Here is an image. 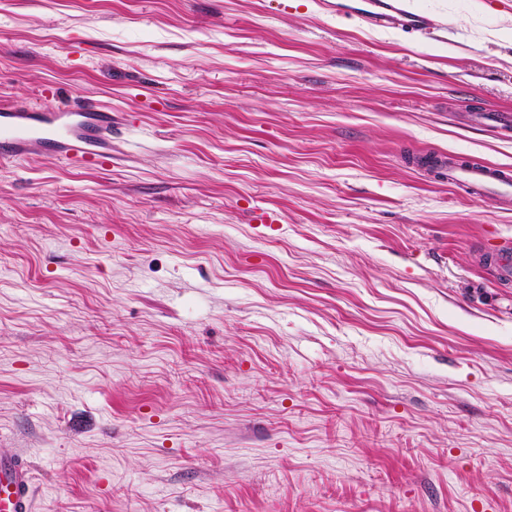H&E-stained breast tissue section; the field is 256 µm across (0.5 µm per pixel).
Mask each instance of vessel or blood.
<instances>
[{
  "mask_svg": "<svg viewBox=\"0 0 512 512\" xmlns=\"http://www.w3.org/2000/svg\"><path fill=\"white\" fill-rule=\"evenodd\" d=\"M341 16H358L376 27L405 32L420 31L428 17L411 0H359L358 5L341 7ZM50 152L66 164L108 165L112 162V113L99 101L75 98L55 110L0 108V162ZM449 184L463 188L474 197L495 195L512 207V171L483 163L448 164ZM496 275L512 280V243L491 253ZM33 485L28 464L20 458L0 459V512H32Z\"/></svg>",
  "mask_w": 512,
  "mask_h": 512,
  "instance_id": "1",
  "label": "vessel or blood"
}]
</instances>
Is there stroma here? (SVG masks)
Returning a JSON list of instances; mask_svg holds the SVG:
<instances>
[{"label":"stroma","mask_w":512,"mask_h":512,"mask_svg":"<svg viewBox=\"0 0 512 512\" xmlns=\"http://www.w3.org/2000/svg\"><path fill=\"white\" fill-rule=\"evenodd\" d=\"M0 0V103L112 164H0V457L35 512H512V0ZM358 6L336 7L325 3L341 16H359L370 25L417 32L429 23L428 17L411 0H357ZM42 150L65 164H112V112L99 101L75 98L55 110L0 108V162ZM439 166L447 168L449 184L463 188L473 197L494 194L501 204L512 207V171L491 167L484 163L477 165L446 164L440 160ZM490 254L496 275L503 280H512V243H504Z\"/></svg>","instance_id":"stroma-1"}]
</instances>
